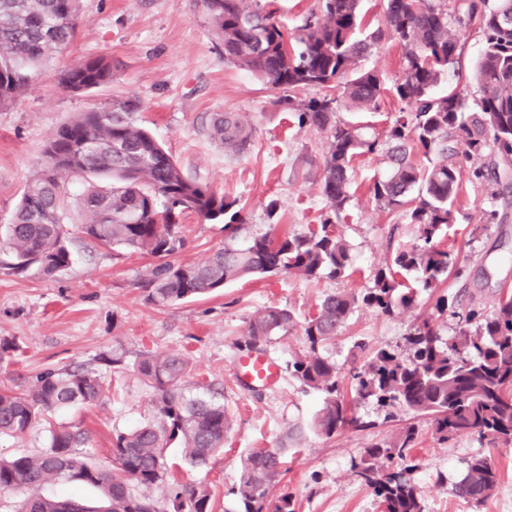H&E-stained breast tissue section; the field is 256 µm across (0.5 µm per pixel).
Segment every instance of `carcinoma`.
Listing matches in <instances>:
<instances>
[{
  "mask_svg": "<svg viewBox=\"0 0 512 512\" xmlns=\"http://www.w3.org/2000/svg\"><path fill=\"white\" fill-rule=\"evenodd\" d=\"M80 0H0V105L15 99L53 55L68 49L77 35ZM252 0H203L213 33L224 45V62L239 67L279 90L278 103L299 126L327 134L328 147L320 173L330 215L302 235L282 228L241 247L236 238L244 219L236 202L217 195L182 171L155 137L133 118L137 105L114 99L79 112L44 147V164L30 181L6 227L12 253L9 269H30L51 278L72 263L73 234L96 247L126 249L159 257L145 275L147 301L173 305L218 290L254 275L293 274L307 279L326 273L350 277L348 248L336 221L351 199L350 176L360 156L385 154L389 173L373 180L369 193L377 207L403 209L418 225V242L399 250L372 275L366 293H332L303 326L307 351L288 364L289 374L304 389L323 395L313 427L330 438L338 431L366 426L355 403L380 407L400 404L417 417L429 418L443 438L474 435L490 442H512V289L501 288L489 312L457 311L458 296L437 299L464 323L459 334L443 339L425 318L406 337L403 356L375 351L368 367L341 378L336 365L322 355L350 314L363 304L383 313L410 306L412 289L402 290L398 277L415 272L425 289L437 288L455 272L459 256L439 247L437 239L456 222L464 184L489 181L512 193L507 159H512V27L499 25L512 0H386L384 26L360 37V0H321L320 15L307 18L294 31L277 20L276 0L251 6ZM478 29L484 47L476 80L480 96L453 89L441 95L433 88L462 49L461 33ZM395 41L403 51L402 76L392 87L405 105L384 136L368 127L336 120L342 108L377 112L387 91L380 75L360 66L382 41ZM112 81V59H80L58 75L60 86L75 94ZM320 88L309 98L299 93ZM339 89L329 94V89ZM211 137L224 152L241 154L251 142L252 127L237 112L212 119ZM463 151H458L459 146ZM103 176L106 189L91 185L80 208L83 219L64 223L68 184ZM224 220V247L202 263L168 260L184 245L180 221ZM293 314L269 307L250 320L237 349L261 350L272 337L288 331ZM138 372L153 391L156 421L118 432L112 441V467L96 463L88 433L78 424L55 423L52 415L71 406L101 400L112 381L79 369H47L21 391H0V435L23 434L47 425L48 446L34 455L0 458V493L26 492L20 512H167L145 490L163 480L164 449L181 448L187 464L205 468L224 449L229 421L224 386L207 383L191 391L187 360L174 353L147 352ZM418 430L399 429L397 441L364 450L355 475L373 488L382 512H422L417 488L404 473L417 466L413 449ZM286 463L282 449L257 448L242 464L233 490L237 512H294V500L282 493L269 505L270 488ZM501 481L494 461L485 455L465 462L453 494L479 507ZM58 482L80 483L100 490L101 505L88 507L45 495ZM207 489L184 486L175 492L173 512H214Z\"/></svg>",
  "mask_w": 512,
  "mask_h": 512,
  "instance_id": "cac0c4a2",
  "label": "carcinoma"
}]
</instances>
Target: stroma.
<instances>
[{
  "label": "stroma",
  "mask_w": 512,
  "mask_h": 512,
  "mask_svg": "<svg viewBox=\"0 0 512 512\" xmlns=\"http://www.w3.org/2000/svg\"><path fill=\"white\" fill-rule=\"evenodd\" d=\"M462 52L435 88H456L469 99L479 96L475 72L484 46L481 32L470 30ZM112 58L109 84L73 94L58 84V75L81 58ZM273 89L224 60L201 0H81L78 35L72 46L47 64L14 101L0 106V339L13 341L15 351L0 362V390L25 388L47 368H82L103 372L100 354L117 353L123 372L93 406L73 407L58 419L87 429L97 463L112 462V439L154 421L152 394L136 370L144 352L184 355L194 379L224 385V407L230 428L224 451L209 468L187 465L179 448L166 452L168 473L153 486V498L166 501L174 486H206L216 512H236L232 495L241 462L254 449H288V473L279 490L291 493L295 512H381L371 488L352 471L364 448L393 440L399 421L409 414L395 408V421L384 422L371 401L357 405L366 427L348 428L332 437L314 431L312 421L322 397L303 390L291 376L280 386L249 392L234 381L237 339L249 321L270 307L292 312L295 324L266 347L280 364L304 353L302 325L318 311L324 295L347 291L363 294L372 274L393 254L416 242L417 225L405 211L379 209L367 187L388 174L383 156L357 160L351 200L337 225L357 273L353 278L321 275L313 279L280 274L250 276L203 298L167 307L150 304L141 282L153 257L112 250L76 238L73 263L53 278L29 271L12 274L4 228L27 181L41 169L43 149L76 113L113 99L138 105L135 119L170 153L183 172L236 201L246 218L239 243L272 233L274 225L294 234L306 233L327 211L320 189L319 165L326 150L325 133L298 127L278 103ZM238 112L253 130V146L241 156L224 152L210 136L212 115ZM276 213H269V203ZM495 223H484L489 211ZM184 246L179 262L205 261L224 245V227L183 221ZM460 250L464 280L448 279L442 294L458 295L462 309L491 310L500 283L512 285V206L493 200L487 186L467 184L465 202L440 240ZM406 284L415 288L410 307L392 314L359 306L339 336L323 350L341 377L365 366L373 350L405 352V338L423 318H430L440 336L458 334L460 324L438 312L436 296L419 288L415 273ZM439 293V294H440ZM365 350H358V343ZM415 448L418 467L409 480L420 493L423 512H512V443L491 444L462 434L440 439L429 420L421 419ZM491 456L503 477L493 497L481 508L455 498L451 487L474 455Z\"/></svg>",
  "instance_id": "35a3bbf8"
}]
</instances>
